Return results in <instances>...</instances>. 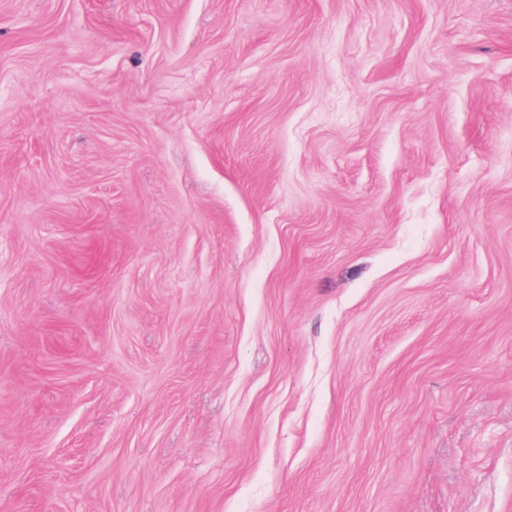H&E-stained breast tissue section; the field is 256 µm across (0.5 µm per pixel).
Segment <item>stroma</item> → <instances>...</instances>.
I'll use <instances>...</instances> for the list:
<instances>
[{"instance_id": "obj_1", "label": "stroma", "mask_w": 512, "mask_h": 512, "mask_svg": "<svg viewBox=\"0 0 512 512\" xmlns=\"http://www.w3.org/2000/svg\"><path fill=\"white\" fill-rule=\"evenodd\" d=\"M0 512H512V0H0Z\"/></svg>"}]
</instances>
